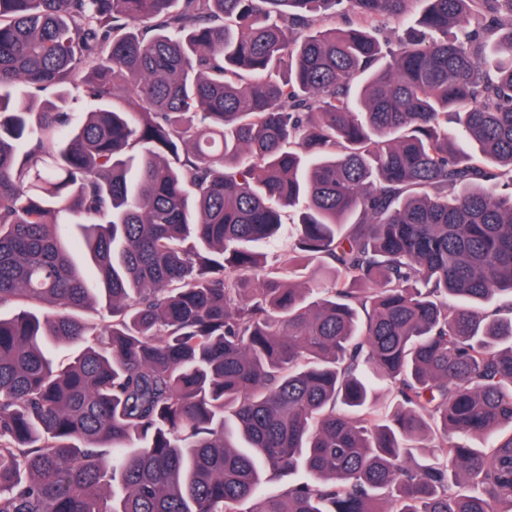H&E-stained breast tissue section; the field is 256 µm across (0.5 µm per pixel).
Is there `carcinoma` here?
<instances>
[{
	"instance_id": "carcinoma-1",
	"label": "carcinoma",
	"mask_w": 512,
	"mask_h": 512,
	"mask_svg": "<svg viewBox=\"0 0 512 512\" xmlns=\"http://www.w3.org/2000/svg\"><path fill=\"white\" fill-rule=\"evenodd\" d=\"M408 2L0 0V512H512V0Z\"/></svg>"
}]
</instances>
